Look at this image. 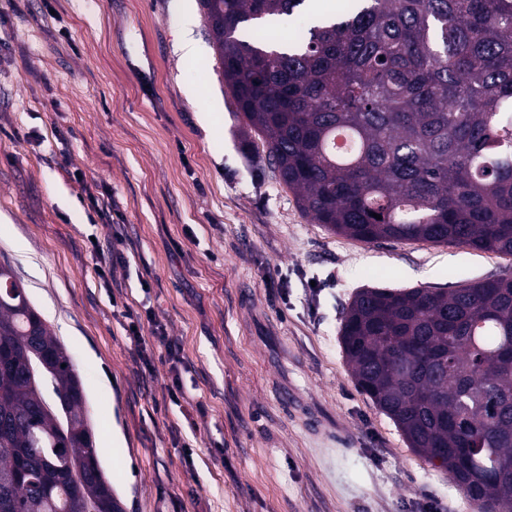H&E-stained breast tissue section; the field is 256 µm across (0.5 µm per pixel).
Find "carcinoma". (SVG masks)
<instances>
[{
	"label": "carcinoma",
	"mask_w": 512,
	"mask_h": 512,
	"mask_svg": "<svg viewBox=\"0 0 512 512\" xmlns=\"http://www.w3.org/2000/svg\"><path fill=\"white\" fill-rule=\"evenodd\" d=\"M305 2L199 0L225 95L300 210L361 242L512 257V0H349L292 39L269 35ZM341 131L344 156L332 148ZM9 279L0 512H116L81 381L0 263ZM340 342L410 447L476 505L512 512L511 274L446 291L360 288ZM34 348L49 364L35 388Z\"/></svg>",
	"instance_id": "1"
}]
</instances>
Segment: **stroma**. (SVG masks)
I'll use <instances>...</instances> for the list:
<instances>
[{
  "instance_id": "1",
  "label": "stroma",
  "mask_w": 512,
  "mask_h": 512,
  "mask_svg": "<svg viewBox=\"0 0 512 512\" xmlns=\"http://www.w3.org/2000/svg\"><path fill=\"white\" fill-rule=\"evenodd\" d=\"M196 2L0 0V262L83 384L119 512H477L357 387L339 330L357 289H448L512 258L302 215L224 94L204 18L184 27ZM92 193L112 197L129 265ZM146 305L187 354L193 422L164 400L168 364L145 378L134 361L123 326Z\"/></svg>"
}]
</instances>
